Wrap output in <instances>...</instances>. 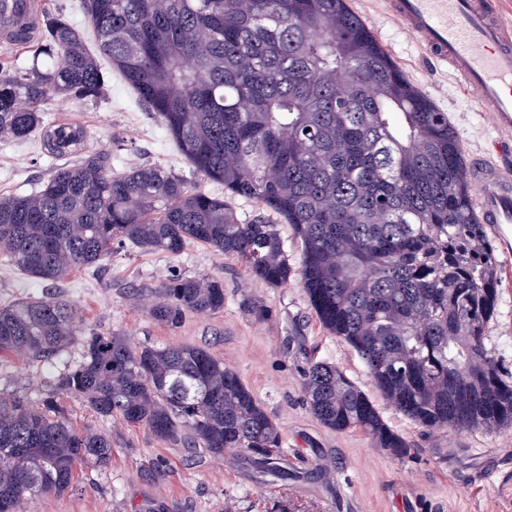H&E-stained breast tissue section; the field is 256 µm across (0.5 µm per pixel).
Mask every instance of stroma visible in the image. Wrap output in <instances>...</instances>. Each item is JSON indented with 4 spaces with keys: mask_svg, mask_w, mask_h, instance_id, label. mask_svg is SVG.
Returning <instances> with one entry per match:
<instances>
[{
    "mask_svg": "<svg viewBox=\"0 0 512 512\" xmlns=\"http://www.w3.org/2000/svg\"><path fill=\"white\" fill-rule=\"evenodd\" d=\"M350 6L405 76L447 112L465 156L493 149L501 136L474 101L458 95L457 77L435 67L418 42L384 12L380 0H350ZM100 64L105 96L50 101L45 122L83 126L89 149L109 153L115 171L159 165L205 191L223 193V186L193 176L157 116L139 104L108 59ZM51 170L38 137L18 141L0 136V194L30 193ZM499 260L498 305L486 346L510 377L512 253L500 254ZM174 274L222 281L223 311L189 315L176 329L154 321L148 312L154 291ZM24 298L73 305L79 339L48 360L0 356L1 394H23L40 406L64 369L80 360L81 339L95 333L114 332L136 346H204L238 373L279 423L289 460L320 475L316 482L258 487L239 467L237 451L216 459L157 440L142 427L98 417L81 402L66 399L62 405L74 429L111 436L112 461L103 469L78 465L68 491L32 500L27 512H280L290 502L301 512H512V424L492 433L429 430L404 416L381 396L357 354L323 328L298 284L271 287L248 275L236 259L201 244L177 255L126 244L103 266L73 271L54 283L25 274L0 255V305ZM248 298L264 304L266 318L244 310ZM310 359L335 364L369 395L385 422L408 443L404 457L375 448L360 430L337 433L313 417L303 403L301 374Z\"/></svg>",
    "mask_w": 512,
    "mask_h": 512,
    "instance_id": "obj_1",
    "label": "stroma"
}]
</instances>
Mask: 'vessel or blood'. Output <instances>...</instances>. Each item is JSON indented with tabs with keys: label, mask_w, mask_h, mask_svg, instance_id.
I'll return each instance as SVG.
<instances>
[{
	"label": "vessel or blood",
	"mask_w": 512,
	"mask_h": 512,
	"mask_svg": "<svg viewBox=\"0 0 512 512\" xmlns=\"http://www.w3.org/2000/svg\"><path fill=\"white\" fill-rule=\"evenodd\" d=\"M390 14L459 79L494 126L512 135V28L489 0H386ZM481 223L512 250V173L494 160L467 167Z\"/></svg>",
	"instance_id": "vessel-or-blood-1"
}]
</instances>
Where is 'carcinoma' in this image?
Instances as JSON below:
<instances>
[{"instance_id":"carcinoma-1","label":"carcinoma","mask_w":512,"mask_h":512,"mask_svg":"<svg viewBox=\"0 0 512 512\" xmlns=\"http://www.w3.org/2000/svg\"><path fill=\"white\" fill-rule=\"evenodd\" d=\"M83 9L100 53L224 195L161 166L113 171L83 127L44 123L48 100L98 99L105 79L81 30L41 10L18 41L31 66L0 61V135L38 131L48 158L75 163L29 194L0 195V252L57 282L101 266L116 241L171 255L207 245L272 287L299 277L324 328L414 422L488 432L512 423V381L485 346L501 265L470 201L460 139L348 0H83ZM238 198L259 214L239 217ZM274 215L299 244L296 267ZM222 310L221 281L173 275L151 315L178 328L189 314ZM75 338L66 302L0 306V354L46 360ZM82 347L41 406L0 396V512L65 492L81 462L108 465L112 437L74 430L59 403L70 397L160 441L211 456L237 449L257 485L299 474L275 420L209 350L136 347L117 334ZM303 389L324 427L359 429L390 455L407 453L336 365L309 362Z\"/></svg>"}]
</instances>
